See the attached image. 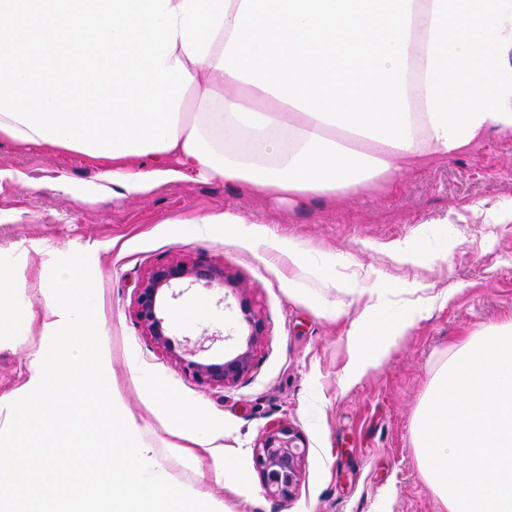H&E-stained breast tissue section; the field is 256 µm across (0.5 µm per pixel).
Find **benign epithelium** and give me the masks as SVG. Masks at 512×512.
I'll use <instances>...</instances> for the list:
<instances>
[{"instance_id": "benign-epithelium-1", "label": "benign epithelium", "mask_w": 512, "mask_h": 512, "mask_svg": "<svg viewBox=\"0 0 512 512\" xmlns=\"http://www.w3.org/2000/svg\"><path fill=\"white\" fill-rule=\"evenodd\" d=\"M188 279L193 283L216 284L239 291L235 279L220 266L201 262H160L145 273L135 288L133 314L137 324L143 335L169 352L179 368L196 381L220 388L234 384L251 371L255 352L264 336L263 320L242 297L239 307L249 327L244 349L230 359L216 362L195 360V352L191 350L185 355L177 353L169 337L165 304L167 297H176L168 291ZM307 453L306 440L288 424H276L261 436L255 446L254 463L267 496L281 501L293 496Z\"/></svg>"}]
</instances>
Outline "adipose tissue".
<instances>
[{"label": "adipose tissue", "instance_id": "1", "mask_svg": "<svg viewBox=\"0 0 512 512\" xmlns=\"http://www.w3.org/2000/svg\"><path fill=\"white\" fill-rule=\"evenodd\" d=\"M512 0H231L205 61L183 60L193 77L179 110L177 144L149 155L101 160L97 183L57 180L58 193L87 202L111 185L140 196L161 184L202 178L307 204L371 182H395L406 163L463 153L512 132ZM228 240L266 239L260 220L210 213ZM417 297L386 318L368 306L350 330L353 383L378 368L435 305ZM178 453H209L218 477L241 497L246 478L226 465L223 432L178 406Z\"/></svg>", "mask_w": 512, "mask_h": 512}]
</instances>
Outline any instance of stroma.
<instances>
[{
    "label": "stroma",
    "instance_id": "stroma-1",
    "mask_svg": "<svg viewBox=\"0 0 512 512\" xmlns=\"http://www.w3.org/2000/svg\"><path fill=\"white\" fill-rule=\"evenodd\" d=\"M0 166L28 178L0 185V211L8 215L0 222V270L17 283L6 300L11 322L0 329V428L10 404L27 394L33 362L51 338L43 323L54 304L52 264L83 252L110 391L158 448L164 478L235 512H374L390 486L391 512H441L420 476L411 425L437 358L470 333L512 318V223H484L478 211L483 203L512 201V133L491 135L450 159L427 158L397 183L377 181L303 208L205 181L77 203L54 184L62 175L96 182L99 163L81 153L1 141ZM224 209L263 219L270 240L297 242L303 270L289 275L267 243L228 242L217 227L192 222ZM406 241L421 246L420 264L399 260L395 248ZM172 261L224 267L243 291L236 297L201 283L177 286L166 309L176 346L219 360L248 334L240 298L262 318L254 366L238 383L196 382L138 326L137 282L152 265ZM338 278L347 289L332 288ZM448 290L452 301L421 319L376 370L345 382L353 354L348 331L370 301L395 315L405 301ZM324 299L337 302L343 316H322ZM198 302L204 316L181 318ZM170 400L199 408L202 424L223 430L224 452L249 481L250 499L232 493L207 464L188 465L171 451ZM278 423L296 427L308 443L299 486L286 502L266 496L254 465L256 443Z\"/></svg>",
    "mask_w": 512,
    "mask_h": 512
}]
</instances>
